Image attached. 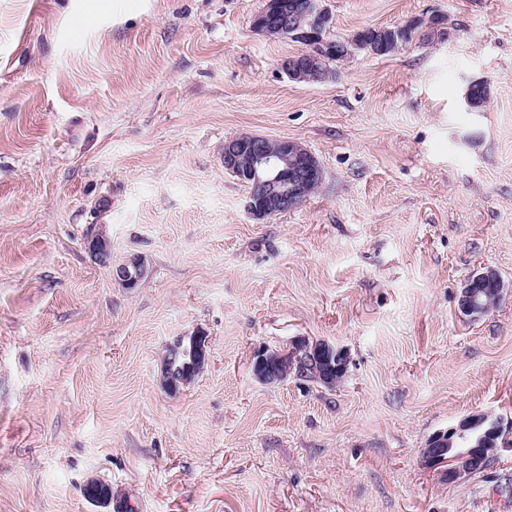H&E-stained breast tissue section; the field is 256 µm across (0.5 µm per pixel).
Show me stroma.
<instances>
[{
  "label": "stroma",
  "instance_id": "obj_1",
  "mask_svg": "<svg viewBox=\"0 0 512 512\" xmlns=\"http://www.w3.org/2000/svg\"><path fill=\"white\" fill-rule=\"evenodd\" d=\"M263 5L0 0V512H512L511 452L452 484L421 463L512 419V296L457 310L478 267L512 284V0H321L332 40L445 18L322 84L282 70L302 46L253 29ZM241 135L301 143L319 190L252 217ZM198 331L209 363L169 394ZM296 336L348 351L341 383L254 377ZM87 249L91 256L100 264L110 266L111 263V242L102 232L92 235L87 239ZM112 276L126 288H135L146 274V267L141 260L133 258L127 262L111 267ZM208 344L207 336L194 334L182 337L168 349L163 386L169 393L179 392L204 369L208 363Z\"/></svg>",
  "mask_w": 512,
  "mask_h": 512
}]
</instances>
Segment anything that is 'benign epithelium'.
I'll use <instances>...</instances> for the list:
<instances>
[{"mask_svg":"<svg viewBox=\"0 0 512 512\" xmlns=\"http://www.w3.org/2000/svg\"><path fill=\"white\" fill-rule=\"evenodd\" d=\"M330 17L320 7L319 0H300L289 5L283 0H264L263 9L254 17L252 26L265 35L290 38L304 46L300 53L285 59L281 67L288 77L308 84L323 83L333 77L329 62L336 57L347 59L354 49L363 47L361 39L341 42L323 37ZM443 25V19L433 16L427 20L413 18L391 30L368 28L366 33L381 41L391 33L394 41H405L408 32L418 27ZM224 169L242 181L250 183L247 211L256 218H266L292 210L316 191L323 179L322 168L301 143L288 139L274 143L270 139L241 135L224 142ZM87 249L100 264L111 263V242L103 233L87 239ZM146 267L133 258L112 268V276L125 287L134 288L144 278ZM507 294L506 285L489 267H482L469 276L461 288L458 311L476 318L487 311L488 304L499 303ZM208 363V339L203 334L184 336L170 347L165 356L164 388L175 394L189 385ZM348 353L326 341L297 336L288 347H264L253 357L254 376L263 384L275 385L290 377L298 378L307 370L316 375L326 387L336 386V379L347 373ZM480 430L477 446H490L494 455L501 447L512 448V422L503 424L499 418L474 414L460 420L445 431L434 434L424 448L426 466L443 469V476L457 482L469 475L477 456L475 447L463 452L459 447L470 442L474 430ZM89 500L108 505L112 502V488L97 480L85 486Z\"/></svg>","mask_w":512,"mask_h":512,"instance_id":"1","label":"benign epithelium"}]
</instances>
